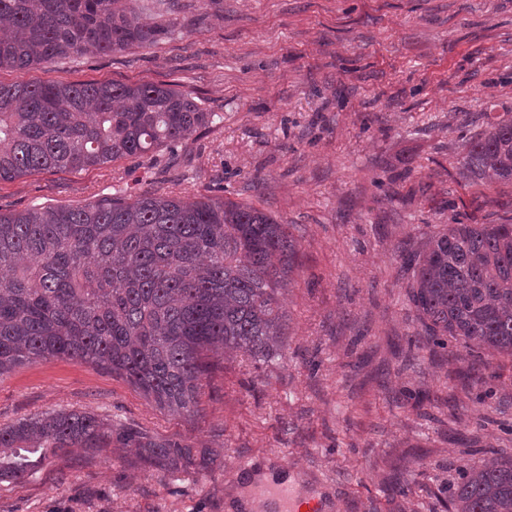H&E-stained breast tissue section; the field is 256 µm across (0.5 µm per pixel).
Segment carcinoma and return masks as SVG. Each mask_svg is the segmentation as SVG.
<instances>
[{
    "label": "carcinoma",
    "instance_id": "carcinoma-1",
    "mask_svg": "<svg viewBox=\"0 0 512 512\" xmlns=\"http://www.w3.org/2000/svg\"><path fill=\"white\" fill-rule=\"evenodd\" d=\"M0 69L150 48L175 25L129 0H0ZM215 113L177 84L0 82V183L83 170L185 143ZM460 175L512 183V113L464 145ZM287 224L247 203L143 192L66 208L0 212V375L76 359L125 379L155 405L193 413L219 354H278L277 290L296 269ZM409 300L436 344H463L483 368L512 357V223L450 224L409 261ZM130 448L157 472L207 469L211 454L156 441L90 412L0 426V479L23 480L48 454ZM450 512H512V457L465 469Z\"/></svg>",
    "mask_w": 512,
    "mask_h": 512
}]
</instances>
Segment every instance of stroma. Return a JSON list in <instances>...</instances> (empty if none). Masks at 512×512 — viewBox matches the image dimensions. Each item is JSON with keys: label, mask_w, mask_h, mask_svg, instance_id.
<instances>
[{"label": "stroma", "mask_w": 512, "mask_h": 512, "mask_svg": "<svg viewBox=\"0 0 512 512\" xmlns=\"http://www.w3.org/2000/svg\"><path fill=\"white\" fill-rule=\"evenodd\" d=\"M178 34L88 53L12 82H174L218 120L158 159L0 184V211L155 191L252 204L289 225L300 263L279 297L283 345L256 367L214 359L198 412L159 409L111 372L52 358L0 376V425L86 411L217 450L155 473L119 448L48 455L0 481V512H259L285 473L322 512H448L462 468L512 456V359L477 383L409 301L407 259L455 222H512V183L459 173L465 142L512 113V0H180Z\"/></svg>", "instance_id": "obj_1"}]
</instances>
